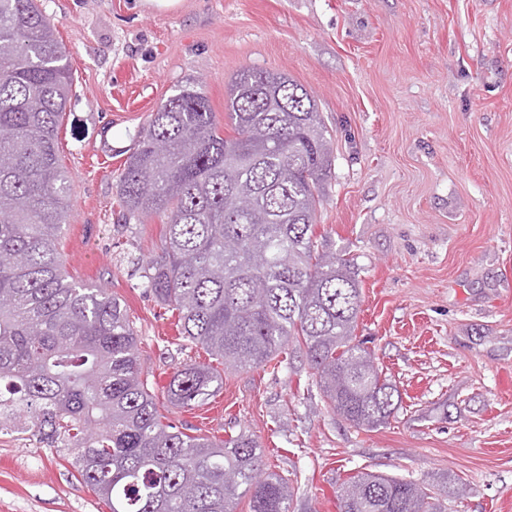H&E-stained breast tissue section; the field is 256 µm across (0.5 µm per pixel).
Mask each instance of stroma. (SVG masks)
Segmentation results:
<instances>
[{
  "mask_svg": "<svg viewBox=\"0 0 512 512\" xmlns=\"http://www.w3.org/2000/svg\"><path fill=\"white\" fill-rule=\"evenodd\" d=\"M73 90L58 126L73 211L61 238L74 280L135 320L140 361L166 383L186 359L177 317L142 286L160 219L124 221L116 193L139 130L184 85L224 113L228 79L288 74L334 143L317 212L326 251L353 260L355 334L401 393L385 426L332 412L305 351L280 369L229 371L208 403H157L189 434L246 433L287 477L292 512H337L348 477L380 472L459 496L447 512H512V0H40ZM0 512H110L39 438L0 428Z\"/></svg>",
  "mask_w": 512,
  "mask_h": 512,
  "instance_id": "obj_1",
  "label": "stroma"
}]
</instances>
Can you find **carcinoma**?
<instances>
[{
  "mask_svg": "<svg viewBox=\"0 0 512 512\" xmlns=\"http://www.w3.org/2000/svg\"><path fill=\"white\" fill-rule=\"evenodd\" d=\"M72 91L66 52L38 0H0V392L22 432L72 456L111 512H291L288 478L264 468L251 436L190 435L162 422L135 323L107 289L63 270L70 177L57 129ZM331 137L292 77L243 69L227 82L224 121L186 85L140 132L117 185L128 220L158 216L161 253L146 291L178 313L184 341L226 369L264 367L303 346L331 410L357 428L387 424L399 391L356 341L361 288L352 262L319 251L316 213L331 176ZM224 386L211 364L176 367L170 405H202ZM441 491L360 473L339 512H442Z\"/></svg>",
  "mask_w": 512,
  "mask_h": 512,
  "instance_id": "carcinoma-1",
  "label": "carcinoma"
}]
</instances>
